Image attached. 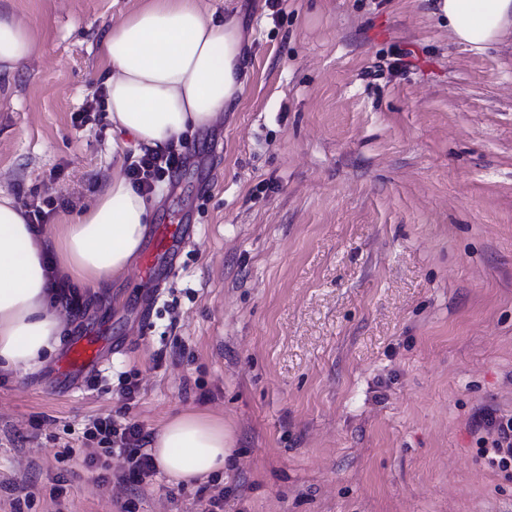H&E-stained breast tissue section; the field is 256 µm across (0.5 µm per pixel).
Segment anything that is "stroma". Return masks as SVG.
<instances>
[{
  "label": "stroma",
  "mask_w": 512,
  "mask_h": 512,
  "mask_svg": "<svg viewBox=\"0 0 512 512\" xmlns=\"http://www.w3.org/2000/svg\"><path fill=\"white\" fill-rule=\"evenodd\" d=\"M142 3L0 0L37 41L0 79V191L48 203L47 237L135 151L85 106ZM198 4L247 59L242 98L151 197L188 242L161 287L131 267L81 288L61 342L102 337L94 372L61 379L56 351L0 373V512H203L197 484L132 482L84 436L184 411L234 435L205 479L224 512H512L472 428L512 411V33L469 49L437 0Z\"/></svg>",
  "instance_id": "1"
}]
</instances>
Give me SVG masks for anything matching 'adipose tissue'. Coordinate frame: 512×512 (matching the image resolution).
I'll return each instance as SVG.
<instances>
[{
  "label": "adipose tissue",
  "instance_id": "ef3b65f1",
  "mask_svg": "<svg viewBox=\"0 0 512 512\" xmlns=\"http://www.w3.org/2000/svg\"><path fill=\"white\" fill-rule=\"evenodd\" d=\"M458 43L474 50L512 27V0H438ZM36 51L29 27L0 12V75L12 77ZM107 63L106 109L138 151L163 153L187 131L214 124L233 102L244 49L236 27L217 24L197 0H144L100 43ZM153 219L150 203L122 172L99 184L90 207L47 238L24 210L0 197V371L34 369L59 347L61 321L50 286V252L67 277L110 287L139 252ZM234 440L222 421L197 412L171 416L148 448L173 483L222 471Z\"/></svg>",
  "mask_w": 512,
  "mask_h": 512
}]
</instances>
